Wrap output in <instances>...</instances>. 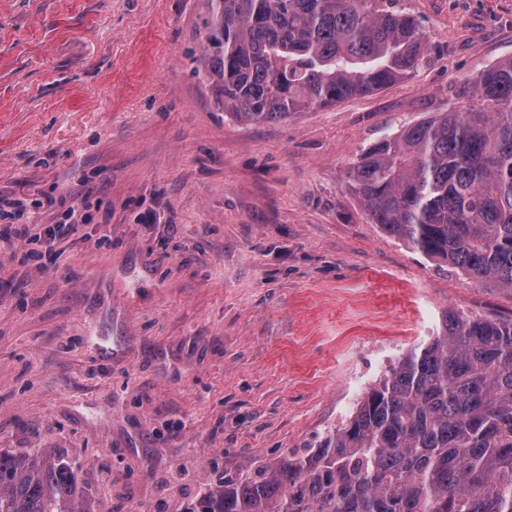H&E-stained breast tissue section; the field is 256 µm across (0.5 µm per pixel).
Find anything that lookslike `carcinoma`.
<instances>
[{"mask_svg": "<svg viewBox=\"0 0 512 512\" xmlns=\"http://www.w3.org/2000/svg\"><path fill=\"white\" fill-rule=\"evenodd\" d=\"M208 75L244 122L370 94L426 45L391 0H210ZM465 102L370 147L348 173L370 221L512 292V56ZM0 512H94L65 456L0 452ZM184 512H512V318L445 316L318 447L208 484Z\"/></svg>", "mask_w": 512, "mask_h": 512, "instance_id": "carcinoma-1", "label": "carcinoma"}]
</instances>
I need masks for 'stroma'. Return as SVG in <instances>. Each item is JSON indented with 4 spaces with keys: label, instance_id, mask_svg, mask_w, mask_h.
<instances>
[{
    "label": "stroma",
    "instance_id": "35a3bbf8",
    "mask_svg": "<svg viewBox=\"0 0 512 512\" xmlns=\"http://www.w3.org/2000/svg\"><path fill=\"white\" fill-rule=\"evenodd\" d=\"M397 7L426 41L409 76L249 123L206 74L210 0H0V198L81 226L45 264L0 239L1 450L63 453L101 512H184L317 447L445 313L512 317L347 183L512 56V0Z\"/></svg>",
    "mask_w": 512,
    "mask_h": 512
}]
</instances>
